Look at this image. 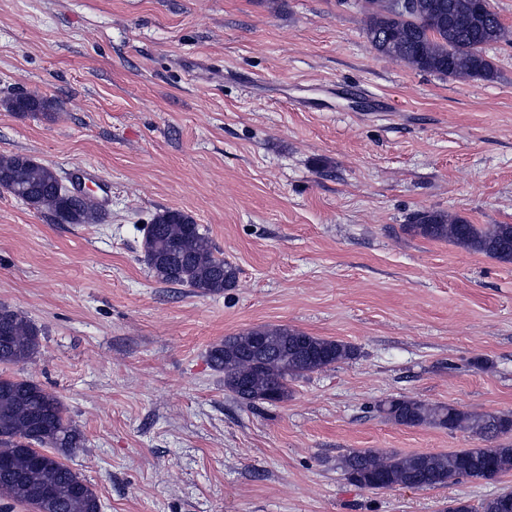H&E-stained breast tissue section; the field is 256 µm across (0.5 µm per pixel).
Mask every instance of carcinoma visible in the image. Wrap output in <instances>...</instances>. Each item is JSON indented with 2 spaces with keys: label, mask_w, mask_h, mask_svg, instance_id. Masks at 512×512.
<instances>
[{
  "label": "carcinoma",
  "mask_w": 512,
  "mask_h": 512,
  "mask_svg": "<svg viewBox=\"0 0 512 512\" xmlns=\"http://www.w3.org/2000/svg\"><path fill=\"white\" fill-rule=\"evenodd\" d=\"M363 33L378 55L419 72L459 80L491 81L495 68L485 49L512 44L490 0H413L399 10L394 0H359ZM11 112H54L57 102L35 95L4 102ZM38 212L61 224H101L102 209L77 204L54 168L23 154L0 156V180ZM147 267L160 282L222 294L237 286L239 270L224 260L207 231L180 210H164L143 228ZM404 231L444 240L469 252L512 262V224L480 226L438 211H421ZM41 329L24 313L0 305V364L24 366L40 354ZM357 348L339 340L283 326L251 328L213 344L210 366L224 374V390L248 406L288 399L289 382L356 358ZM375 410L394 424L466 431L489 442L485 448L400 455L354 449L341 459L350 484L368 490L430 489L461 478L493 479L512 470V414H472L451 404L404 396ZM84 445L65 418L60 398L32 379L0 373V500L35 512H100L93 488L66 460ZM478 512H512V491L485 499Z\"/></svg>",
  "instance_id": "obj_1"
}]
</instances>
